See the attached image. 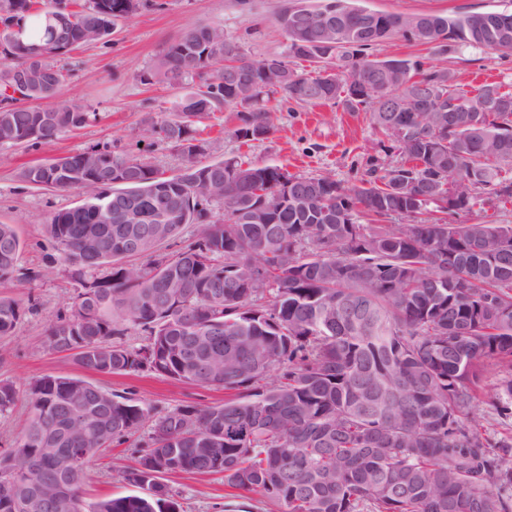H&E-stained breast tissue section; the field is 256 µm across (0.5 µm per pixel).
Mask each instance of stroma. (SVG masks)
I'll use <instances>...</instances> for the list:
<instances>
[{"label": "stroma", "instance_id": "stroma-1", "mask_svg": "<svg viewBox=\"0 0 512 512\" xmlns=\"http://www.w3.org/2000/svg\"><path fill=\"white\" fill-rule=\"evenodd\" d=\"M287 2L164 0L163 8L146 6L119 21L107 40L79 46L63 56L72 76L62 99L83 104L97 118L82 129L34 147H0V223L14 225L23 243L13 277L0 280V296L18 299L26 307L12 335L0 337V382H10L22 393L41 376L83 375L142 406L173 409L223 402V388L199 387L146 371L86 375L72 355L48 347L45 330L72 304L76 284L46 240L43 226L53 213L79 204L82 193L41 189L23 182L20 173L24 167L93 146L117 153L136 148L163 176L180 173V153L167 143L147 139L144 133L145 118L170 116L180 95L179 90L149 79L157 56L183 31L204 26L222 27L225 36L253 59L283 54L288 39L276 16ZM355 4L371 11L448 16L512 11V0H355ZM378 55L447 66L455 72L457 85L468 92L490 82L512 90V54L455 42L449 43L447 53L435 54L416 42L397 38L384 44ZM273 106L272 132L247 142L232 134L238 124L234 109L202 119L197 129L205 142L204 161L236 157L278 166L291 174L328 176L349 184L356 178L358 160L378 153L379 135L368 113L346 112L330 102L292 111L278 100ZM146 441V430H138L94 459L83 487L85 497L96 500L136 494V487L128 485L120 473L135 465ZM162 481L183 512H224L230 500L231 489L220 474H167Z\"/></svg>", "mask_w": 512, "mask_h": 512}]
</instances>
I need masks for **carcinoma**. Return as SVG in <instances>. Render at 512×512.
Returning <instances> with one entry per match:
<instances>
[{
	"label": "carcinoma",
	"mask_w": 512,
	"mask_h": 512,
	"mask_svg": "<svg viewBox=\"0 0 512 512\" xmlns=\"http://www.w3.org/2000/svg\"><path fill=\"white\" fill-rule=\"evenodd\" d=\"M143 0H0V132L16 144L35 145L85 127L96 114L75 102L57 101L70 77L59 58L84 43L105 39L117 21ZM319 10L342 18L341 45L306 50L313 38L289 37L288 55L254 60L229 38L211 41L209 28L188 29L168 44L153 76L172 88L202 79L178 104L172 119L154 122L162 141L181 156L203 155L193 125L214 112L237 111L238 139L256 140L272 129L270 96L281 91L295 104L333 102L346 112L366 110L375 130L405 162L386 167L375 156L362 164L357 182L289 174L278 167L236 158L198 162L179 176L164 177L125 153L89 148L24 168L36 187L83 191L80 204L53 213L47 239L68 264L77 284L70 313L47 328L51 350L71 354L86 372L150 370L198 386H218L224 403L185 405L167 411L131 403L77 377L33 380L24 398L29 418L14 448L0 456V473L19 466L32 477L0 483V512H177L164 474H222L233 488L259 494L288 512H512V462L508 439L486 434L478 413L487 373L498 375L493 406L512 418V224L434 221L428 206L455 216L469 213L487 190L512 200V109L487 112L485 83L471 95L457 87L453 71L407 59H380L372 50L401 37L436 53L448 42L496 51L487 33L469 27L472 13L428 14L429 38L409 35L399 15L372 11L369 35L359 30L357 7L347 0H318ZM67 14L69 42L53 41L49 16ZM41 45L30 82L43 93L21 89V47ZM316 64V74L297 71L292 60ZM346 72L340 89L336 70ZM405 97L406 84L427 83L448 112L437 133L428 132L419 107L386 112L376 83ZM21 97L54 104H19ZM462 101L470 122L454 119ZM98 155L106 170L84 186L64 174ZM453 167L471 176L461 195L444 187ZM299 181V186L292 185ZM199 183L191 195L185 187ZM231 195L222 218L209 219L213 201L205 183ZM161 185L172 207L184 209L195 239L171 258L144 268L116 266L127 253L123 225L111 205L140 197L152 216L156 201L144 190ZM288 188L277 212L262 210L264 196ZM439 196L430 202L424 195ZM398 217L402 224H384ZM96 224L89 240L84 226ZM22 242L11 224H0V280L15 270ZM177 271L179 300L160 312L165 292L160 274ZM22 304L0 296V336L10 335ZM145 336L131 346L126 337ZM80 396L99 413L85 434L67 435L61 409ZM18 399L0 382V411ZM147 450L123 472L145 495L88 500L83 486L98 452L144 426ZM59 448H81L77 465L64 468Z\"/></svg>",
	"instance_id": "1"
}]
</instances>
